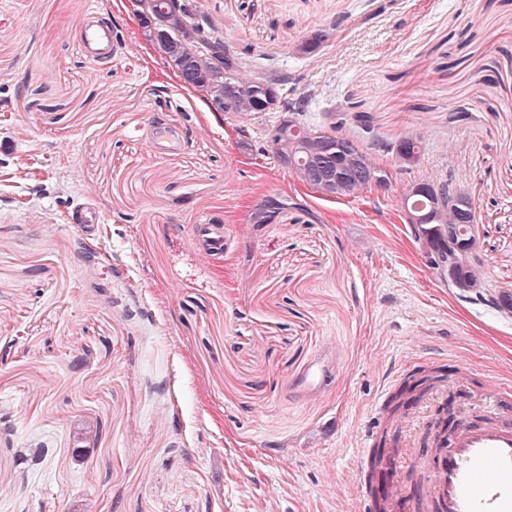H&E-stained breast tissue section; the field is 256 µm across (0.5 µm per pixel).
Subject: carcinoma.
<instances>
[{
    "instance_id": "cac0c4a2",
    "label": "carcinoma",
    "mask_w": 512,
    "mask_h": 512,
    "mask_svg": "<svg viewBox=\"0 0 512 512\" xmlns=\"http://www.w3.org/2000/svg\"><path fill=\"white\" fill-rule=\"evenodd\" d=\"M194 19L184 20L176 15L155 19V26L165 31L163 40L154 44L160 55L177 72L191 71V89L201 93L205 100L220 105L222 112L237 118L248 119L276 106L294 117L300 126L297 136L278 138L270 148L273 156L282 163L296 159L292 170L298 181L326 197L351 196L371 184L373 164L367 148L357 140L340 133L345 119L340 118L328 127L310 124L303 119L305 101L291 102L281 93L279 78L257 76L241 77L240 57L231 51L217 35L209 18L193 10ZM404 146L408 150H423L422 141L405 135L392 142H380L370 148L384 154L395 153ZM430 193L425 196L404 195L407 207H422L431 215L430 222L414 235H423L432 248L446 256L465 259L460 278L453 285L462 298L473 293L468 286L483 284L477 234L471 232L477 223V214L470 194L457 186L453 175L438 183L427 182ZM425 389L406 384L394 397L389 421L406 414L408 402L424 396Z\"/></svg>"
}]
</instances>
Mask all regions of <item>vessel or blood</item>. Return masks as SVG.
<instances>
[{
  "mask_svg": "<svg viewBox=\"0 0 512 512\" xmlns=\"http://www.w3.org/2000/svg\"><path fill=\"white\" fill-rule=\"evenodd\" d=\"M81 40L89 60L96 61L112 51L113 31L91 22ZM195 245L206 258L224 251V227L199 225ZM392 391L384 384L371 408L372 425L366 429L357 457L373 458V449L384 431L386 401ZM485 418L478 423L459 419L447 439L441 440L424 463L425 482L441 512H512V380L499 378L485 399Z\"/></svg>",
  "mask_w": 512,
  "mask_h": 512,
  "instance_id": "1",
  "label": "vessel or blood"
}]
</instances>
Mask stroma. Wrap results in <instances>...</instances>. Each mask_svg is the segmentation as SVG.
<instances>
[{
  "label": "stroma",
  "instance_id": "1",
  "mask_svg": "<svg viewBox=\"0 0 512 512\" xmlns=\"http://www.w3.org/2000/svg\"><path fill=\"white\" fill-rule=\"evenodd\" d=\"M89 2L0 0V512H359L368 408L405 360L447 356L474 420L487 373L512 375V311L459 298L403 203L455 175L486 290L512 289V0H197L311 119L422 137L338 199L266 152L277 113L241 122L177 81L130 0H97L116 39L89 62ZM80 199L94 231L64 221ZM205 219L221 258L194 245Z\"/></svg>",
  "mask_w": 512,
  "mask_h": 512
}]
</instances>
